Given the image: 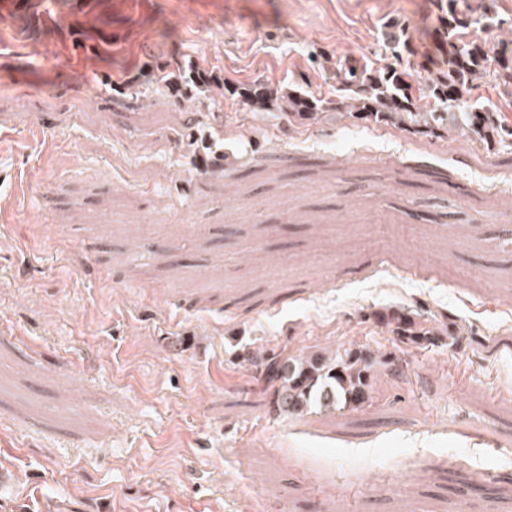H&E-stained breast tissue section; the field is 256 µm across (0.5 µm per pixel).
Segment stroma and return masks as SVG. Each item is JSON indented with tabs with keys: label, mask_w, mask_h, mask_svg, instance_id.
Here are the masks:
<instances>
[{
	"label": "stroma",
	"mask_w": 512,
	"mask_h": 512,
	"mask_svg": "<svg viewBox=\"0 0 512 512\" xmlns=\"http://www.w3.org/2000/svg\"><path fill=\"white\" fill-rule=\"evenodd\" d=\"M394 22L402 67L441 58L435 0L0 12V512H512V153L241 97H335L337 64L396 61ZM199 68L224 93L188 116L157 76ZM390 307L461 346L409 350L367 408L272 412L253 352L375 350Z\"/></svg>",
	"instance_id": "stroma-1"
}]
</instances>
